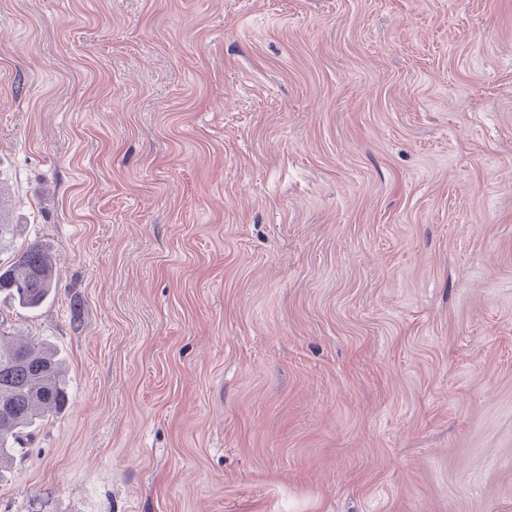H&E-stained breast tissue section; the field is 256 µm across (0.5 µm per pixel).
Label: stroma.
Instances as JSON below:
<instances>
[{"mask_svg": "<svg viewBox=\"0 0 512 512\" xmlns=\"http://www.w3.org/2000/svg\"><path fill=\"white\" fill-rule=\"evenodd\" d=\"M0 224V512H512V0H0ZM57 284L52 259L37 243L19 250L11 264L0 272V294L5 293L23 309L41 306ZM0 463L12 455L23 429L66 402V374L53 355L32 341L0 331Z\"/></svg>", "mask_w": 512, "mask_h": 512, "instance_id": "obj_1", "label": "stroma"}]
</instances>
